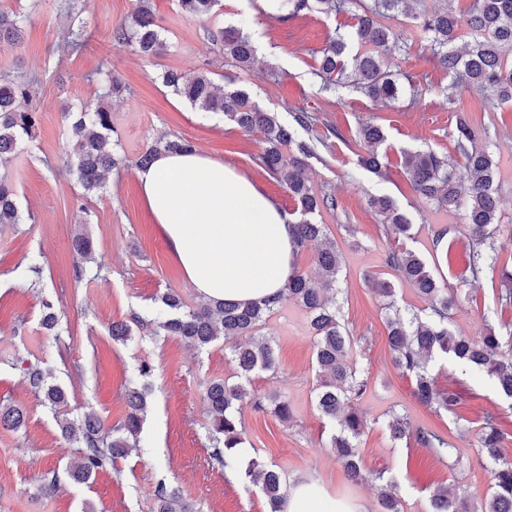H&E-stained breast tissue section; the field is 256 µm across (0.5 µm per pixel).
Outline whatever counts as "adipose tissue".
Wrapping results in <instances>:
<instances>
[{"label":"adipose tissue","mask_w":512,"mask_h":512,"mask_svg":"<svg viewBox=\"0 0 512 512\" xmlns=\"http://www.w3.org/2000/svg\"><path fill=\"white\" fill-rule=\"evenodd\" d=\"M141 195L187 280L213 301L276 297L291 272L286 213L250 179L199 152L137 170ZM284 512H363L313 482L288 489Z\"/></svg>","instance_id":"1"}]
</instances>
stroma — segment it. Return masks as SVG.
<instances>
[{
  "mask_svg": "<svg viewBox=\"0 0 512 512\" xmlns=\"http://www.w3.org/2000/svg\"><path fill=\"white\" fill-rule=\"evenodd\" d=\"M135 3L86 0L83 17L94 38L82 54L66 56L59 47L68 35L69 20L57 0H42L22 44L0 50V69L18 62L39 77L32 98L39 115L36 134L23 143L6 169L23 221L0 224V400L27 413L24 428L0 427V512H82L87 506L94 512H150L153 491L161 480L178 485L195 512H268L264 495L243 473L224 472L210 458L204 386L235 376L223 343L199 350L176 336L139 332L124 344L110 336L113 322L134 313L150 316L160 293L177 292L189 304L199 295L154 224L134 168L110 172L104 189L87 195L66 158L74 134L65 114L94 96L101 80L98 65L105 54L112 58L113 76L127 87L122 96L108 102L122 154L136 156L160 137L186 138L197 151L247 176L286 212L296 207L286 186L255 162L263 148L260 134L242 132L191 106L164 85V73L212 70L246 88L282 122H289L291 112L302 108L342 130V138H329L317 157L309 159L307 175L314 187L330 189L338 202L337 210L322 212L318 221L326 225L341 255L339 300L345 325L357 339V363L370 371L369 388L359 402L367 420L360 443L364 467L385 469L394 476L403 512H429V496L439 487L472 499L485 496L491 474L476 448L477 423L484 412L498 414L508 435L503 453L512 459V406L499 397L487 377L462 372L449 363L437 369V384L460 392L455 413L430 409L414 397L411 379L392 364L382 301L365 279L369 271L393 279L383 263L391 239L369 200L385 195L407 211L414 224V250L440 282L462 289L463 297L450 319L454 331L481 336L485 315L497 310L512 320V307H497L498 280L487 274L471 277L464 213L422 201L411 190L400 163L404 148L451 153L457 113L493 124L491 150L499 167L501 222L495 245L499 262L512 263V105L492 106L487 95L468 89L462 90L456 104H448L442 93L448 74L433 63L421 33L408 24L401 27L403 39L394 56L403 72L420 78L419 97L406 96L385 108L348 88L321 91L312 71L328 38L338 30L351 31L354 16L313 11L280 21L262 13L255 0H223L224 23L243 26L255 43L250 70L228 65L208 43L212 18L182 13L175 0H152L168 49L145 59L112 42L113 29L132 13ZM371 118L388 135L380 177L357 163L364 148L355 131ZM78 199L91 212V224H83L74 205ZM84 229L95 241V261L102 269L99 277L77 282L72 277L71 242ZM440 229L446 235L438 241L434 233ZM34 259L43 268L36 290L27 278V266ZM393 281L399 306L416 312L427 308L426 298L412 286ZM45 298L62 312L60 336L47 335L40 326ZM260 334L270 340L278 369L255 374L250 387L269 398L286 397L293 417L283 422L271 412L244 407L246 445L252 456L277 465L287 483L313 481L363 505L367 512H378L376 488L348 481L330 451L331 425L314 402L313 338L305 312L283 303L264 321ZM25 360L50 370L66 390L69 407L94 413L109 427L125 416L126 388L150 384V408L139 446L94 480H71L65 467L76 447L30 391L21 369ZM144 360L154 368L146 379L137 371ZM393 409L447 434L460 449V459H441L429 449L391 440L383 420ZM54 475L59 485L49 495L43 481Z\"/></svg>",
  "mask_w": 512,
  "mask_h": 512,
  "instance_id": "obj_1",
  "label": "stroma"
}]
</instances>
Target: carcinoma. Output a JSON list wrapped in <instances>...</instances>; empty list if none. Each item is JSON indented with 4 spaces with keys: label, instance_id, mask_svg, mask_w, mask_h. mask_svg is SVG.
I'll return each instance as SVG.
<instances>
[{
    "label": "carcinoma",
    "instance_id": "1",
    "mask_svg": "<svg viewBox=\"0 0 512 512\" xmlns=\"http://www.w3.org/2000/svg\"><path fill=\"white\" fill-rule=\"evenodd\" d=\"M79 2L63 0L62 4L74 18L68 38L60 46V51L67 55L81 53L91 39L81 18ZM177 2L184 13L208 15L219 6L220 0ZM420 2L276 0L274 5L278 18L284 21L314 9L356 17L353 32H335L322 51L318 68L313 70L325 91L341 84L374 103L385 107L394 105L403 92V73L393 63V53L402 34L386 20L403 17L426 35L431 58L448 71L451 83L444 90L448 104H455L457 93L464 88L486 91L500 105L512 104V63L505 60V52H512V0H473L463 18L452 8V0H438L440 7L432 9L416 8ZM39 3L40 0H28L25 5L23 0H16L13 7L0 5L1 48L8 49L19 42ZM465 28L479 33L480 37L466 43L459 52L454 44ZM112 40L145 57H158L167 50L151 0H137L129 24L113 29ZM207 40L224 53L225 62L241 70L251 67L256 49L243 28L218 25L207 33ZM98 72L104 75V81L96 98L80 104L74 123L75 137L66 150L74 162L77 180L87 194L103 189L105 174L126 165V157L115 150L117 131L112 124V112L103 101L121 96L127 87L112 76L110 59L102 61ZM163 82L199 110L222 115L242 131L261 135L263 150L258 155L259 165L270 177L284 183L298 202L290 221L294 250L312 242L321 244L314 258L317 276L313 278L303 271L292 270L282 294L273 302L240 304L203 300L190 306L178 294L167 292L158 298L159 313L155 317L134 315L129 321L112 323V340L124 344L131 340L136 328L148 336H177L199 349L208 348L220 339L233 341L231 361L238 381H210L205 388L211 459L220 469L244 471L249 482L265 496L269 512H282L286 486L281 474L256 458L242 464L238 449L245 443L244 402H249L255 410L266 409V398L249 394L246 383L252 375L273 372L278 367L270 341L255 334L284 300L294 301L306 311L314 337L316 406L324 416L336 421V431L329 441L332 454L350 481L377 482L380 512H401L394 478L383 471L368 474L360 458L359 444L366 419L358 402L369 387L370 372L350 362L353 339L342 319L341 306L336 303L341 256L335 242L327 237L325 225L314 221V215L323 210L334 211L338 203L330 192L315 191L305 177L307 161L318 156V146L331 136L343 138L342 132L304 109L290 113L291 121L284 124L276 113L261 108L246 90L217 85L211 70L193 74L168 71ZM37 83V76L21 68L0 71L1 168L8 166L24 140L33 138L37 112L31 106V92ZM319 124L325 129L322 136L317 134ZM358 136L365 148L358 156V165L377 176L383 175L386 153L381 148L387 141L383 127L372 120L362 122ZM452 139L458 159L430 149L402 150L401 165L419 198L448 211H464L470 241V273L475 279L487 271L498 275L504 285L498 302L508 307L512 305V268L498 265L494 252L493 239L501 224L497 220L496 163L487 131L460 114ZM192 150L194 145L184 138L160 137L146 146L134 164L142 168L163 152ZM370 206L381 216L384 231L398 235L385 254V265L420 294L431 298L428 311L422 315L411 313L396 305L395 288L390 282L376 274L368 276L371 288L386 301L385 326L392 362L413 380L415 398L429 408L455 412L460 394L452 388H439L430 368L431 361L446 357L466 371L488 376L501 396L512 401V323L498 327L486 325L477 341L449 329L450 311L462 292L440 285L425 260L407 244L413 239V224L391 198L374 197ZM19 223L16 190L7 177L0 176V224ZM72 249L79 257L73 265V279L80 282L87 276L84 261L94 252V242L81 233L73 238ZM42 306L41 326L49 332L56 331L60 325L58 310L50 300L43 301ZM23 373L31 391L42 397L43 405L59 422L62 435L76 445L77 457L67 468V474L74 480L85 481L96 476L99 471L112 467L115 459L125 455L128 449L138 447L148 409V386H132L127 390L128 412L124 421L106 431L92 413L71 416L66 392L50 382L48 371L29 364ZM26 417L20 406L0 404V426L17 431L24 427ZM383 426L393 440L412 441L439 458L457 454V448L447 437L413 424L397 411H389ZM506 439L498 418L491 413L484 414L477 429V448L491 465L492 482L487 495L475 505L466 497L437 489L430 496V512H512V460L502 453ZM153 507V512H194L183 502L179 489L164 481L155 487Z\"/></svg>",
    "mask_w": 512,
    "mask_h": 512
}]
</instances>
